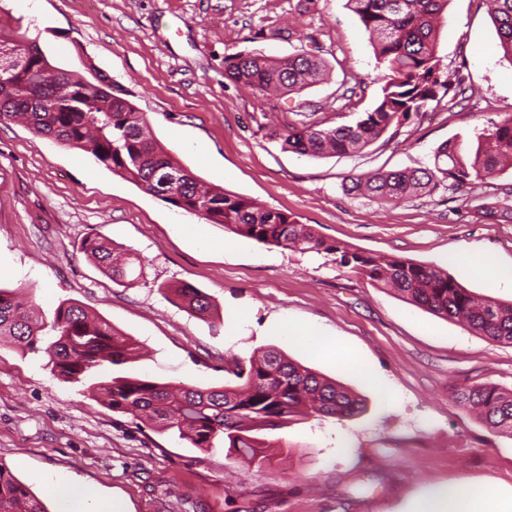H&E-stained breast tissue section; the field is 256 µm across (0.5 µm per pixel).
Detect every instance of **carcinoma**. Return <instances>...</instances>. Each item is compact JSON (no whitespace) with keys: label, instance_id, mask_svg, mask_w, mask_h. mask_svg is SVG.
Masks as SVG:
<instances>
[{"label":"carcinoma","instance_id":"cac0c4a2","mask_svg":"<svg viewBox=\"0 0 512 512\" xmlns=\"http://www.w3.org/2000/svg\"><path fill=\"white\" fill-rule=\"evenodd\" d=\"M503 58L512 63V0H489ZM371 38L378 61L389 71L373 108L351 124L323 128L304 123L273 133L281 146L303 156L323 158L358 152L391 128L419 117L434 102L466 97L465 79L440 67L437 27L448 0H347ZM23 40L0 29V123L22 120L37 136L81 150L112 173L166 204L208 224L301 253L332 256L337 265L394 289L428 312L463 323L470 331L512 345V302L479 299L446 271L394 257L372 256L329 242L312 226L247 197L202 183L155 139L144 113L114 93L107 77L89 80L50 63L40 46L28 56ZM312 48L288 58L239 52L224 58V77L259 93L299 94L317 83L325 61ZM512 166V114L476 132L475 141H447L433 167L376 171L349 178L348 193L381 203L432 193L443 185L459 190ZM81 250L115 281L143 276L144 263L133 251L119 250L98 235ZM191 314L204 318L211 303L200 289L183 283L167 287ZM26 351H44L59 377L87 385L91 396L112 411L143 417L172 432L189 447L208 450L222 444L251 461L265 459L276 444L260 432L288 426L296 416L350 418L359 401L347 390L279 350L233 361L225 372L238 384L220 390L172 387L135 376L93 379L108 363L122 366L136 358V344L81 306L60 303L51 321L35 323L28 309L0 288V339ZM452 399L477 413L490 428L512 436V390L479 384L455 388ZM0 512H48L24 482L0 464Z\"/></svg>","mask_w":512,"mask_h":512}]
</instances>
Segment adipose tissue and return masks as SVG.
Segmentation results:
<instances>
[{
	"label": "adipose tissue",
	"instance_id": "ef3b65f1",
	"mask_svg": "<svg viewBox=\"0 0 512 512\" xmlns=\"http://www.w3.org/2000/svg\"><path fill=\"white\" fill-rule=\"evenodd\" d=\"M277 329L282 336L313 346L325 357L347 371L361 376L369 369L362 359L344 345L302 324L281 321ZM408 512H512V491H495L464 481L433 486L414 498Z\"/></svg>",
	"mask_w": 512,
	"mask_h": 512
}]
</instances>
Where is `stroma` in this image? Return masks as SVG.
I'll use <instances>...</instances> for the list:
<instances>
[{
  "mask_svg": "<svg viewBox=\"0 0 512 512\" xmlns=\"http://www.w3.org/2000/svg\"><path fill=\"white\" fill-rule=\"evenodd\" d=\"M0 20L78 75H106L144 112L165 149L199 179L293 215L367 254L442 268L470 292L502 302L463 268L472 248L512 270V222L480 205L512 204V168L461 190L379 204L347 194L345 176L432 166L436 149L512 114V63L502 57L486 0H448L441 67L473 94L359 153L313 158L272 132L300 113L333 127L372 107L387 70L347 0H0ZM318 41L323 79L299 94L266 95L225 79L224 58H285ZM357 86L352 100L343 85ZM100 235L146 267L115 283L80 248ZM206 293L210 316L187 312L166 288ZM0 286L20 291L36 320L79 303L142 346L125 373L172 386L223 388L224 366L283 351L362 405L341 420L302 417L271 431L263 462L188 447L171 433L112 411L85 386L54 376L46 354L0 342V464L58 512L55 482L92 490L119 512H403L425 488L464 480L512 490V437L451 398L457 386L512 390V346L476 335L327 258L225 232L147 194L86 153L0 124ZM343 342L376 376L340 369L278 321Z\"/></svg>",
  "mask_w": 512,
  "mask_h": 512,
  "instance_id": "35a3bbf8",
  "label": "stroma"
}]
</instances>
